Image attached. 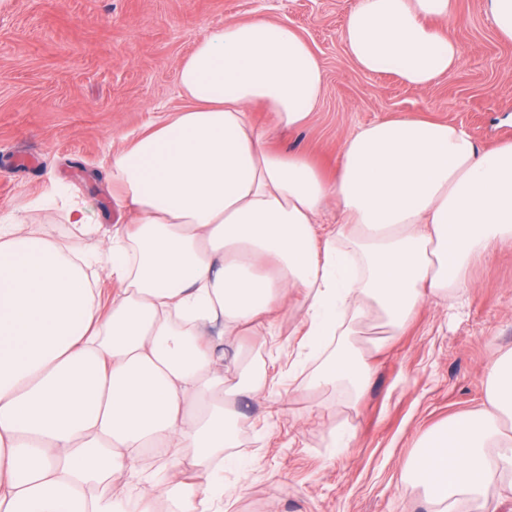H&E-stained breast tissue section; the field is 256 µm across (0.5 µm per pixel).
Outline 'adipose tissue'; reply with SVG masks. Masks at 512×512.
Returning a JSON list of instances; mask_svg holds the SVG:
<instances>
[{
  "mask_svg": "<svg viewBox=\"0 0 512 512\" xmlns=\"http://www.w3.org/2000/svg\"><path fill=\"white\" fill-rule=\"evenodd\" d=\"M454 0H357L342 39L368 74L416 88L452 75L459 44L430 26ZM322 65L291 27L227 21L178 75L187 101L112 156V187L134 220L95 251L81 201L68 245L0 223V512H221L224 462L240 447L245 403L274 379L241 339L270 335L286 305L304 312L320 355L305 390L371 379L359 338L384 348L428 300L454 306L468 269L512 242V142L486 148L458 124L415 118L361 126L335 179L273 150L302 126ZM271 128L257 126L254 107ZM336 205L341 221L317 218ZM118 283L110 295L100 277ZM512 349L487 366L475 412L428 434L405 465L428 512H503L512 488ZM169 474L145 473V459ZM138 485L136 500L128 486Z\"/></svg>",
  "mask_w": 512,
  "mask_h": 512,
  "instance_id": "ef3b65f1",
  "label": "adipose tissue"
}]
</instances>
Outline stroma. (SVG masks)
Returning a JSON list of instances; mask_svg holds the SVG:
<instances>
[{"instance_id":"1","label":"stroma","mask_w":512,"mask_h":512,"mask_svg":"<svg viewBox=\"0 0 512 512\" xmlns=\"http://www.w3.org/2000/svg\"><path fill=\"white\" fill-rule=\"evenodd\" d=\"M356 0H0V215L69 243L73 228L46 202L77 194L100 235L130 213L112 187L110 159L127 133L186 107L179 68L195 43L227 20L257 15L288 24L324 70L320 103L298 128L275 131L273 148L305 154L336 176L344 140L360 126L400 117L465 126L483 146L512 141V41L499 37L484 0H456L446 32L460 45L452 76L418 89L369 75L342 31ZM472 286L453 308L429 301L386 348L360 400L346 388L302 391L317 366L287 309L251 355L280 383L245 406L241 469L225 468L238 493L227 512H424L401 487L418 442L482 407L485 368L512 347V244L470 268ZM301 359L291 370L293 359ZM347 445L332 444L336 425Z\"/></svg>"}]
</instances>
